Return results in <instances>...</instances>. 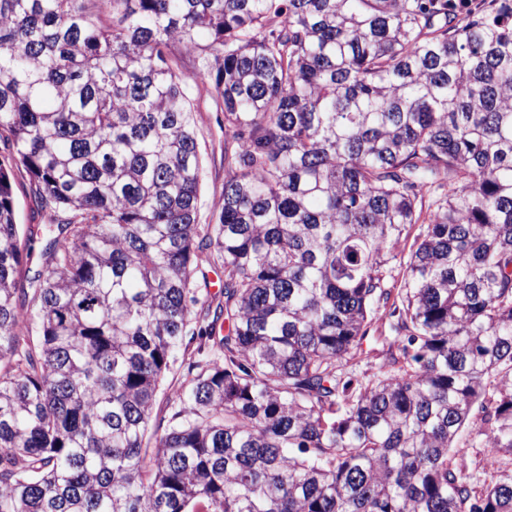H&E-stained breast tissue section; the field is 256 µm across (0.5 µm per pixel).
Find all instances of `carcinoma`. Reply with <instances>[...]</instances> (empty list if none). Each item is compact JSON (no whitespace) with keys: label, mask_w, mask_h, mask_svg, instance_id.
<instances>
[{"label":"carcinoma","mask_w":512,"mask_h":512,"mask_svg":"<svg viewBox=\"0 0 512 512\" xmlns=\"http://www.w3.org/2000/svg\"><path fill=\"white\" fill-rule=\"evenodd\" d=\"M0 143V512H512V0H0ZM194 118L204 157V182L201 199V222L215 215L224 196V112L210 82L200 84L193 92ZM13 186V197L17 221L23 224V229L27 234L31 232L35 239V249L31 256L24 259L23 270L30 268L32 271L37 270L41 266L40 239L45 235L44 226L47 224L43 217L33 209L31 199V180L29 174L24 168L14 169L11 177ZM373 336H376V334H374V331L371 329L369 336L363 345L364 354L360 359H358L359 362L356 366V371L361 376H372L373 374L378 373L380 359L376 356L377 354L375 349L377 346Z\"/></svg>","instance_id":"carcinoma-1"}]
</instances>
